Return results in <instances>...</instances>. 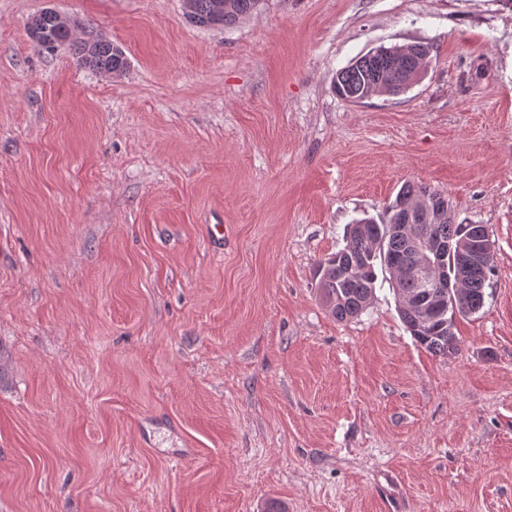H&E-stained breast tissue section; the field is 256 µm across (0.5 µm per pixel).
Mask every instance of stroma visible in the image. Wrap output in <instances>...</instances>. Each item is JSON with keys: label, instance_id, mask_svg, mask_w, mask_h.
Here are the masks:
<instances>
[{"label": "stroma", "instance_id": "1", "mask_svg": "<svg viewBox=\"0 0 512 512\" xmlns=\"http://www.w3.org/2000/svg\"><path fill=\"white\" fill-rule=\"evenodd\" d=\"M47 8L127 68L36 46ZM417 43L406 93L337 96ZM406 181L494 248L445 358L388 283L346 322L316 288ZM272 501L512 512V5L265 0L209 28L183 0H0V512ZM403 48L381 46L341 69L336 75V93L351 102L366 94L405 93L425 75L431 52L421 43L410 45L409 54L401 53Z\"/></svg>", "mask_w": 512, "mask_h": 512}]
</instances>
